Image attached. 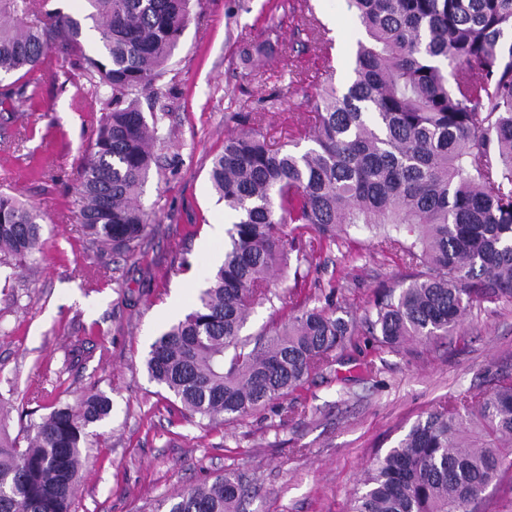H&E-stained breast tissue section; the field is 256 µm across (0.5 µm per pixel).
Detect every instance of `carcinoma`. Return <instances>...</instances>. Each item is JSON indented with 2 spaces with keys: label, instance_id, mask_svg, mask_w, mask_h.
Returning <instances> with one entry per match:
<instances>
[{
  "label": "carcinoma",
  "instance_id": "carcinoma-1",
  "mask_svg": "<svg viewBox=\"0 0 512 512\" xmlns=\"http://www.w3.org/2000/svg\"><path fill=\"white\" fill-rule=\"evenodd\" d=\"M98 52L80 20L46 0H0L3 105L32 98L31 77L57 49L99 76L103 116L82 155L77 216L99 252L126 256L147 229L141 197L166 144L140 95L174 51L191 0H84ZM366 33L347 87L332 83L313 119L285 142L256 118L224 138L209 171L230 218L224 258L184 317L150 345V378L182 416L222 425L287 397L336 364L357 336L399 349L452 334L475 303L512 302V0H345ZM332 70V40L313 27ZM304 142L310 146L301 148ZM40 207L0 192V265L43 253ZM366 228L381 250L424 271L383 289L361 319L336 304L293 305L271 291L276 270L302 266L325 242ZM313 233L308 247L296 242ZM292 307L280 323L241 337L255 306ZM104 394L56 402L30 422L21 449L0 416V512H72L90 428L111 413ZM512 474V374L440 402L362 471L351 512H484ZM243 474L228 471L176 496L168 512H241Z\"/></svg>",
  "mask_w": 512,
  "mask_h": 512
}]
</instances>
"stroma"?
<instances>
[{"instance_id": "stroma-1", "label": "stroma", "mask_w": 512, "mask_h": 512, "mask_svg": "<svg viewBox=\"0 0 512 512\" xmlns=\"http://www.w3.org/2000/svg\"><path fill=\"white\" fill-rule=\"evenodd\" d=\"M315 21L334 40L333 82L344 87L365 37L344 0H192L159 82L155 106L170 138L142 196L147 234L128 257L90 249L73 205L81 154L102 114L83 62L51 50L34 99L0 110V191L48 215L43 257L0 268V411L20 438L29 413H48L45 396L71 403L93 390L112 401L83 451L74 512H157L233 470L248 480L245 512H349L364 466L420 415L486 374L512 373V302H485L437 341L391 352L359 337L340 363L286 399L220 426L184 418L151 381L149 346L194 303L217 260L210 240L228 221L211 160L238 113H260L269 136L283 141L312 112L324 68ZM412 275L399 253L354 233L315 256L295 300L316 306L333 284L339 304L360 316L378 290ZM369 360L367 377L360 365ZM292 405L302 414L281 419Z\"/></svg>"}]
</instances>
